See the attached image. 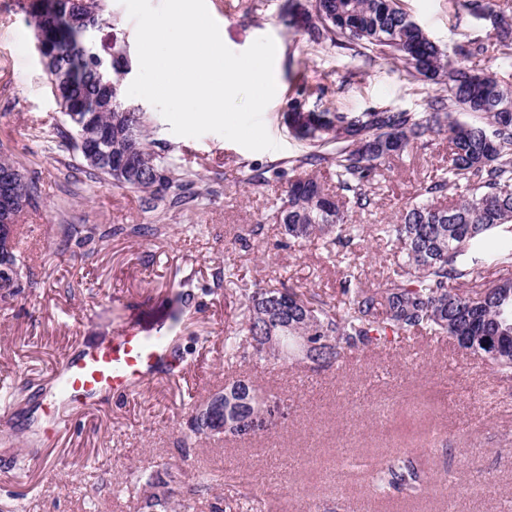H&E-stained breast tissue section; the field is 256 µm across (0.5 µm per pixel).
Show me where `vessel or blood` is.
Returning a JSON list of instances; mask_svg holds the SVG:
<instances>
[{
	"label": "vessel or blood",
	"mask_w": 512,
	"mask_h": 512,
	"mask_svg": "<svg viewBox=\"0 0 512 512\" xmlns=\"http://www.w3.org/2000/svg\"><path fill=\"white\" fill-rule=\"evenodd\" d=\"M168 358L165 339L123 329L112 346L89 348L71 359L61 376L60 391L77 403L104 393L121 395L154 375Z\"/></svg>",
	"instance_id": "b4317fda"
}]
</instances>
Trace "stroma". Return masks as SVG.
Segmentation results:
<instances>
[{
	"mask_svg": "<svg viewBox=\"0 0 512 512\" xmlns=\"http://www.w3.org/2000/svg\"><path fill=\"white\" fill-rule=\"evenodd\" d=\"M21 3L0 0V151L36 174L39 200L18 219L33 284L0 301V392L26 383L31 399L0 410V512L17 505L23 512H139L144 490L131 476L167 463L179 466L186 482L210 478L207 491L177 498L175 512H303L309 505L318 512H512V387L448 338L395 336L320 370L296 360L283 368L224 358V336L239 313L235 291L282 283L332 303L348 265L363 287H379L397 246L376 236L377 225L395 223L420 184L448 166L444 133L392 161L374 183V205L353 218L364 232L352 253H326L317 239L280 247V226L262 219L286 180L272 175L253 186L243 174L288 168L308 152L284 122L289 102L352 113L423 112L441 86L411 79L391 58L312 49L306 33L284 22L288 0H206L232 51L266 35L275 41L278 92L263 121L278 147L252 152L215 133L181 137L152 104L129 98L151 115L152 139L192 173L203 197L192 212L161 218L164 236L115 235L113 226L159 218L143 209L138 192L89 177L78 154L60 146L66 118ZM104 4L92 43L104 57L125 47L126 88L138 72L136 26L121 0ZM401 4L441 47L484 46L465 66L512 85V60L496 51L489 20L454 0ZM63 224L94 225L107 236L90 254L76 246L61 251ZM226 269L230 278L217 281ZM188 278L194 298L178 325L170 314ZM123 328L178 335L183 376H159L93 406L50 407L66 354L79 345L109 346ZM232 374L280 399L287 420L268 436L183 449L191 408ZM389 455L425 472L417 497L372 495L369 470Z\"/></svg>",
	"mask_w": 512,
	"mask_h": 512,
	"instance_id": "obj_1",
	"label": "stroma"
}]
</instances>
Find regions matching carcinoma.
I'll return each mask as SVG.
<instances>
[{
	"label": "carcinoma",
	"instance_id": "carcinoma-1",
	"mask_svg": "<svg viewBox=\"0 0 512 512\" xmlns=\"http://www.w3.org/2000/svg\"><path fill=\"white\" fill-rule=\"evenodd\" d=\"M461 6L492 23L495 46L512 59V21L496 11L490 0H462ZM102 0H62L28 6L32 27L54 30L60 54L55 66L62 75L60 91L89 119L94 131H109L112 156L135 151L134 170L120 175L108 165L91 164L69 129L58 137L81 157L88 173L117 188L143 193L147 211L188 212L200 197L191 174L170 150L150 140L151 121L145 112H130L121 91H112L90 59L91 32L103 21ZM306 16L304 30L312 45L363 48L402 59L417 81L445 85L428 112L394 108L358 114L330 108L305 109L293 101L286 120L294 136L316 151L293 160L292 169L327 166L336 172V192L325 188L313 172L289 178L281 198L266 220L283 227L288 246L320 236L326 245L352 249L359 236L353 215L374 203L372 185L389 161L412 150L433 134L448 133V170L423 183L405 202L396 224H381L378 235L395 242L399 255L382 287L364 288L351 267L343 272V306L331 305L292 288L243 289L237 295L241 318L224 337V354L245 362L269 358L288 364L290 336L307 337L310 346L301 361L316 369L330 368L354 353L384 343L388 336L426 332L446 336L459 348L481 356L504 381H512V89L485 74L476 85L471 70L452 59L481 53L482 46H458L449 54L405 12L399 0H306L292 5L290 14ZM463 112L467 120L458 118ZM165 173L162 187L155 173ZM17 195L24 207L38 203L35 177L23 178ZM61 242L80 247L118 233L159 237L164 224H126L110 231L95 226L59 225ZM492 246L490 257L505 271L493 284L477 283L475 253ZM7 266L17 284L0 285V298L14 297L24 287V257L20 240L0 268ZM469 286L459 292L455 285ZM272 336H284L278 345ZM233 380L224 385V420L229 428L209 430L192 408L183 447L221 434L240 440L267 435L286 419L285 406L258 388L252 395L236 394ZM148 495L145 512H168L185 481L177 469L165 466L135 478ZM424 471L391 458L377 471V488L398 489L415 496L424 489Z\"/></svg>",
	"mask_w": 512,
	"mask_h": 512
}]
</instances>
